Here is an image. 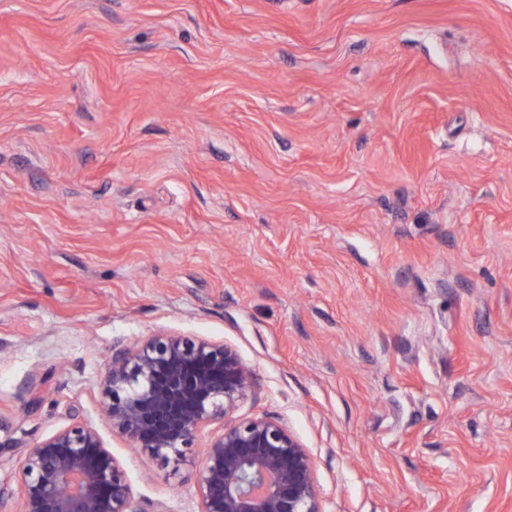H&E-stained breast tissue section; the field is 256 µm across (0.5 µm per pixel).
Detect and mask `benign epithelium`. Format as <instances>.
Here are the masks:
<instances>
[{"instance_id": "7a95c632", "label": "benign epithelium", "mask_w": 512, "mask_h": 512, "mask_svg": "<svg viewBox=\"0 0 512 512\" xmlns=\"http://www.w3.org/2000/svg\"><path fill=\"white\" fill-rule=\"evenodd\" d=\"M253 369L231 347L158 334L115 348L100 384L112 433L164 464L222 423L198 474V512H323L309 451L277 418L238 419ZM20 512H140L98 433L75 422L28 447Z\"/></svg>"}]
</instances>
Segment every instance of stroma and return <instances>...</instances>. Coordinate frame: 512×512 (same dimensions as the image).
Segmentation results:
<instances>
[{
	"mask_svg": "<svg viewBox=\"0 0 512 512\" xmlns=\"http://www.w3.org/2000/svg\"><path fill=\"white\" fill-rule=\"evenodd\" d=\"M233 347L323 512H512V0H0V512L116 343Z\"/></svg>",
	"mask_w": 512,
	"mask_h": 512,
	"instance_id": "stroma-1",
	"label": "stroma"
}]
</instances>
